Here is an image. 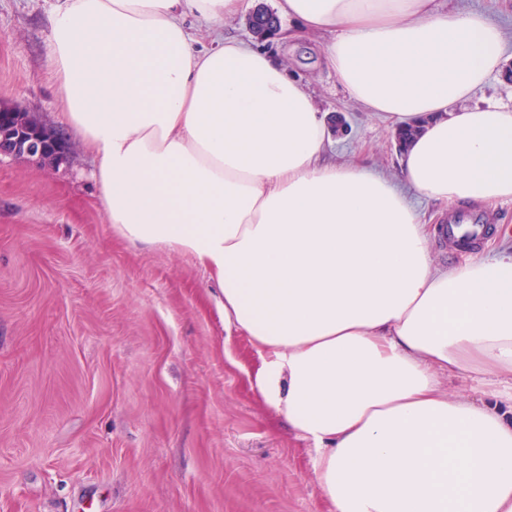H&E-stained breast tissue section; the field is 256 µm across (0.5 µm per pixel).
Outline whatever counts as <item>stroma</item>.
Returning a JSON list of instances; mask_svg holds the SVG:
<instances>
[{
    "label": "stroma",
    "mask_w": 512,
    "mask_h": 512,
    "mask_svg": "<svg viewBox=\"0 0 512 512\" xmlns=\"http://www.w3.org/2000/svg\"><path fill=\"white\" fill-rule=\"evenodd\" d=\"M499 22L512 0H445ZM275 0H243L225 36L280 59L318 111L343 117L326 151L397 176L392 122L351 102L321 59L323 39L255 42L248 18ZM54 0H0V106L58 129L47 62ZM69 163L0 157V512H329L310 445L251 390L260 365L226 335L216 284L193 258L131 244L96 199L93 159L68 134ZM443 267L467 255L442 244L440 204L414 197ZM480 254L512 248V200L479 209Z\"/></svg>",
    "instance_id": "1"
}]
</instances>
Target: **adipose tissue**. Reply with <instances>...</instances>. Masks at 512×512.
Listing matches in <instances>:
<instances>
[{
	"label": "adipose tissue",
	"instance_id": "1",
	"mask_svg": "<svg viewBox=\"0 0 512 512\" xmlns=\"http://www.w3.org/2000/svg\"><path fill=\"white\" fill-rule=\"evenodd\" d=\"M241 7L58 0L48 66L100 208L216 282L225 331L261 360L252 389L311 443L332 512H512V253L440 267L409 199H512V108L468 104L504 29L439 0H277L300 25L281 39L326 34L354 103L420 126L394 179L325 160L307 87L225 36ZM452 374L486 397L449 396Z\"/></svg>",
	"mask_w": 512,
	"mask_h": 512
}]
</instances>
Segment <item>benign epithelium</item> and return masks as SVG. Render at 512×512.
<instances>
[{
    "label": "benign epithelium",
    "mask_w": 512,
    "mask_h": 512,
    "mask_svg": "<svg viewBox=\"0 0 512 512\" xmlns=\"http://www.w3.org/2000/svg\"><path fill=\"white\" fill-rule=\"evenodd\" d=\"M63 134L36 122L21 108H0V155L53 165L68 159Z\"/></svg>",
    "instance_id": "benign-epithelium-1"
}]
</instances>
